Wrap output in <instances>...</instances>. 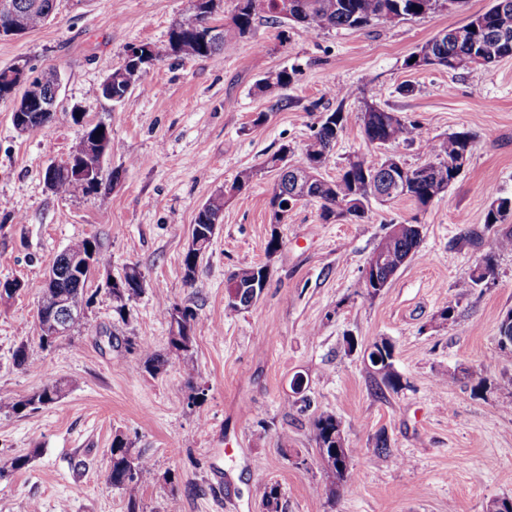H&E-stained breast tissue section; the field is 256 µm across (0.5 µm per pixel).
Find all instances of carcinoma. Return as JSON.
Returning a JSON list of instances; mask_svg holds the SVG:
<instances>
[{
  "label": "carcinoma",
  "mask_w": 512,
  "mask_h": 512,
  "mask_svg": "<svg viewBox=\"0 0 512 512\" xmlns=\"http://www.w3.org/2000/svg\"><path fill=\"white\" fill-rule=\"evenodd\" d=\"M39 2V8H32L33 2ZM17 10L25 24L31 30L44 25L53 15L56 0H14ZM219 0H195L191 15L176 22L168 33L170 54L182 58H210L221 52L224 47V26L211 24ZM463 0H237L231 16L230 29L240 36L252 31L256 17L265 13L274 22L280 24L293 22L301 25L309 33H318L329 29H356L369 25L375 20H405L420 17L439 9H451L459 6ZM483 25L472 31L470 27L475 19L461 25L464 32L461 39L438 45L436 39L426 42L419 50L433 59L425 61L426 66H448V59L473 57L479 54L478 44L495 28L493 10L482 14ZM292 82L287 70H280L264 78L260 87L269 90L273 87L286 88ZM331 95L339 100L335 111L328 113L317 124L310 140L302 149V167L305 175L307 201L320 205L321 217L325 221L363 222L368 218L370 200L382 195V200L390 201L407 198L424 207L434 198L448 190V184L457 177L454 162L472 142L470 135L464 132L453 133L443 140H431L426 148L431 159L419 166L407 167L412 173L407 189H397L389 182V171L385 168L388 157L369 159L364 155L347 158L345 165L334 179H327L321 168L327 162L336 147L340 133L344 130L348 114L344 112V103L353 96L347 87H336ZM25 128L39 129L52 122L54 114L41 110L24 113ZM359 120L365 141L373 146L412 142L422 137L421 128L414 122L396 112L387 111L368 99L360 101ZM288 147L283 146L267 157L261 169L275 174L274 186L278 192L271 194L269 200L271 222H279V210L276 209L280 194L288 192L293 175L280 162ZM116 175L100 173L93 182L75 178L61 170L53 176V192L62 196H87L99 193L104 181H113ZM498 205L488 210L485 224L500 226L492 241L490 251L479 262L480 274L470 270L467 286L479 287V282L493 275L496 253L512 251V225L506 219L512 215V198H496ZM226 196L212 195L200 207L194 222V229L201 233L211 232L219 223ZM422 235L404 227L398 234L388 233L379 242L376 250L388 255V263L379 269L378 286L367 291V296L375 298L387 288L390 279L404 264L405 260L419 247ZM212 238H204L200 247L186 252L183 265L185 280H195L198 261L208 251ZM94 251L100 265L109 264V258L101 251L94 237L79 239L69 245L55 260L52 269H62L59 279L52 285L41 284L39 291H48L62 297L76 311L90 306L92 297L86 293V284L92 273L87 267L76 262L77 257L88 251ZM141 276L138 268L129 266L124 273L114 278L112 283V309L120 317H125L129 302L138 296L142 287L137 278ZM268 285L270 269L267 265H250L234 270L227 281L226 308L240 312L250 307V283ZM161 316L168 325V349L187 360L190 358L195 339L197 314L187 306L170 304L160 309ZM499 338L508 343H499L500 350L512 354V311L506 313L499 324ZM378 358H369L376 372L381 375L386 386L396 390L400 386V377L394 370V350L392 344L383 340L373 344ZM143 358V367L148 372L158 373L167 363L164 354L152 350L148 345H139ZM65 384L52 381L32 394L15 399L0 397V412L19 414L27 409L36 410L42 406L57 402L63 396ZM311 430L324 468L336 478V485L345 486L352 481L350 468L351 450L342 442L341 423L336 416L320 413L311 419ZM32 455L24 454L12 457L0 466V478L13 471L28 467ZM154 468L151 461L140 455H133L127 440L118 435L112 440L110 465L107 481L115 488L123 490L127 497V512H140L141 490L154 480ZM282 493L279 485L268 486L262 498L261 512H281Z\"/></svg>",
  "instance_id": "cac0c4a2"
}]
</instances>
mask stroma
<instances>
[{"label":"stroma","instance_id":"35a3bbf8","mask_svg":"<svg viewBox=\"0 0 512 512\" xmlns=\"http://www.w3.org/2000/svg\"><path fill=\"white\" fill-rule=\"evenodd\" d=\"M194 0H57L51 20L26 35L0 38V68L26 63L30 75L62 78L56 116L47 127L18 133L12 102L0 101V280L24 289L0 302V396L22 398L61 380L56 403L0 413V464L32 453L30 465L0 478V512H127L122 490L106 481L115 435L148 458L155 479L141 493V512H260L278 484L283 512H485L489 500L512 497V356L499 349L498 326L512 310V252L497 253L489 287H466L470 268L488 252L484 221L497 196H512V57L492 67L407 68V58L435 35L486 12L492 0H464L456 10L361 29L309 34L260 20L252 34L228 35L221 53L182 59L167 52L171 26ZM150 45L157 59L122 104L99 96L105 76L130 46ZM282 90L257 84L281 69ZM343 86L415 121L426 138L456 132L472 153L448 192L428 206L372 201L353 224L324 222L315 203L271 224L273 174L265 158L290 145L293 162L313 126L338 105ZM290 100L275 108L278 97ZM322 173L333 178L353 154H393L423 164L421 143L369 145L354 119ZM79 110L74 122L71 110ZM112 130L104 160L117 172L105 196L62 197L41 172L65 160L91 125ZM254 171L230 198L194 282L183 257L201 205ZM417 221L422 242L385 292L368 298L365 264L392 225ZM283 244L267 255L271 234ZM97 238L111 258L93 271V301L71 338L39 344L37 287L72 242ZM266 264L271 278L248 310L226 309V277ZM137 266L142 293L126 317L112 310L108 277ZM177 303L198 317L193 375L167 352L159 311ZM454 306V322L438 314ZM129 337L115 348L110 335ZM394 346L398 390L387 388L366 352ZM28 343L31 364L12 354ZM167 353L157 375L144 371L139 344ZM304 379L311 402L299 412L291 389ZM457 375L450 386L442 378ZM488 385L480 395L478 378ZM330 413L352 451L353 481L335 488L315 450L310 419ZM390 453L369 454L378 434Z\"/></svg>","mask_w":512,"mask_h":512}]
</instances>
